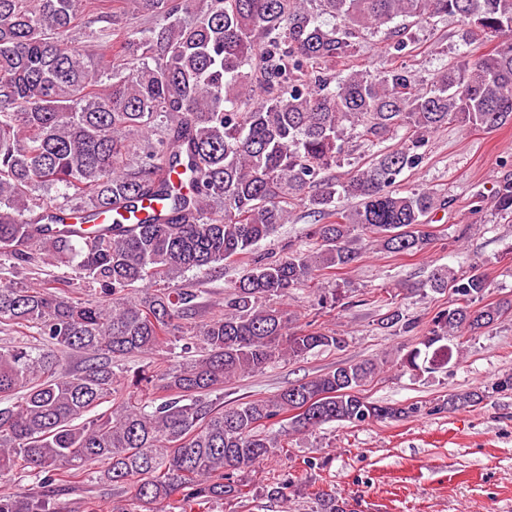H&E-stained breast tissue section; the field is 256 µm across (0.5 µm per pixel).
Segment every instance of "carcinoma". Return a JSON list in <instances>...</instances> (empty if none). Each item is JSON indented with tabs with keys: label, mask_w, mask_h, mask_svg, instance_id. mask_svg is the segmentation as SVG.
<instances>
[{
	"label": "carcinoma",
	"mask_w": 512,
	"mask_h": 512,
	"mask_svg": "<svg viewBox=\"0 0 512 512\" xmlns=\"http://www.w3.org/2000/svg\"><path fill=\"white\" fill-rule=\"evenodd\" d=\"M120 1L127 21L104 87L99 62L72 32L86 17L110 19L106 0H0V256L37 253L100 297L0 280V324L42 338L0 345V477L24 467L40 484L0 494V512H56V496L89 466L95 481L132 489L113 512L222 505L243 495L241 474L279 448L266 433L276 424L288 434L420 413L364 395L380 371L371 359L230 407L211 394L278 360L345 347L332 331L293 328L278 302L316 273L352 265L357 239L394 254L425 250L429 217L447 201L399 182L422 163L429 135L450 121L512 125V0ZM448 15L462 19L467 37L493 32L501 41L422 80L406 62L410 21ZM383 27L389 67L339 68L363 33ZM353 137L377 151L338 180L328 170ZM392 139L395 147L383 146ZM502 165L493 204L512 221V164ZM52 188L58 195L38 194ZM298 206L324 220L309 231L315 248L252 258L222 316L186 329L197 291L151 288L253 254ZM136 283L144 289L130 298ZM428 286L451 289L455 302L401 356L406 371L434 372L453 357L450 339L512 316V298L484 302L490 283L478 267L462 277L435 268ZM382 322L416 328L397 309ZM187 330L199 356H187V345L163 368L113 372V361L160 351ZM63 354L79 364L61 370ZM505 392L512 373L482 392L450 393L435 410ZM318 505L348 512L329 494Z\"/></svg>",
	"instance_id": "carcinoma-1"
}]
</instances>
